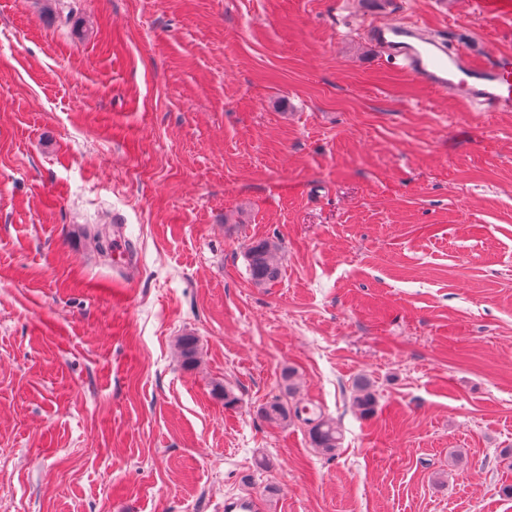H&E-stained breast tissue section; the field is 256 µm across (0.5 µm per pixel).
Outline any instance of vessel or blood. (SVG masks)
I'll return each instance as SVG.
<instances>
[{"label": "vessel or blood", "mask_w": 512, "mask_h": 512, "mask_svg": "<svg viewBox=\"0 0 512 512\" xmlns=\"http://www.w3.org/2000/svg\"><path fill=\"white\" fill-rule=\"evenodd\" d=\"M371 41L434 91L452 94L484 112L512 109V56L478 59L463 46L427 36L404 21L369 27Z\"/></svg>", "instance_id": "vessel-or-blood-1"}]
</instances>
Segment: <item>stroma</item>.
I'll return each instance as SVG.
<instances>
[{"label":"stroma","instance_id":"35a3bbf8","mask_svg":"<svg viewBox=\"0 0 512 512\" xmlns=\"http://www.w3.org/2000/svg\"><path fill=\"white\" fill-rule=\"evenodd\" d=\"M375 15L512 52L471 0H0V512H512V111ZM371 41L439 94H452L484 112L512 109V56L480 60L463 46H447L404 21L369 27ZM280 245L269 239L254 241L246 250V260L251 280L263 286L274 282L280 274ZM354 406L364 416H371L376 412L377 398L371 389L370 383L365 379H359L354 384ZM305 414L306 417H302ZM260 415L269 424L281 425L288 423L292 417L300 418L309 426L308 434L314 448H319L325 455L333 456L341 441V431L336 422L324 415L321 410L300 408L298 405L292 408L288 404L275 400L260 408Z\"/></svg>","mask_w":512,"mask_h":512}]
</instances>
